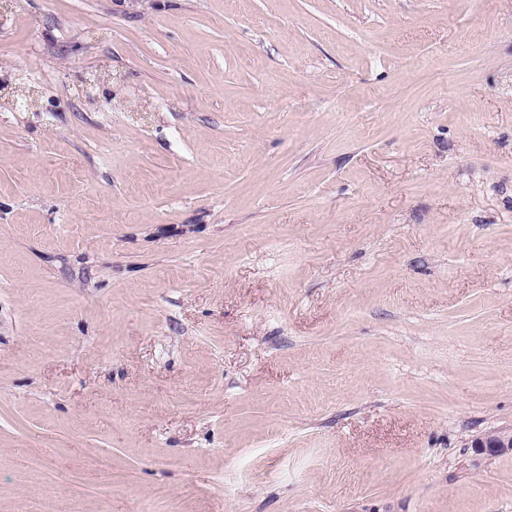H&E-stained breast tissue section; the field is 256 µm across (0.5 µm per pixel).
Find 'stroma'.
I'll return each mask as SVG.
<instances>
[{
  "instance_id": "1",
  "label": "stroma",
  "mask_w": 512,
  "mask_h": 512,
  "mask_svg": "<svg viewBox=\"0 0 512 512\" xmlns=\"http://www.w3.org/2000/svg\"><path fill=\"white\" fill-rule=\"evenodd\" d=\"M0 512H512V0H0ZM471 447L478 454L495 457L507 451H512V429H490L475 437L471 441Z\"/></svg>"
}]
</instances>
